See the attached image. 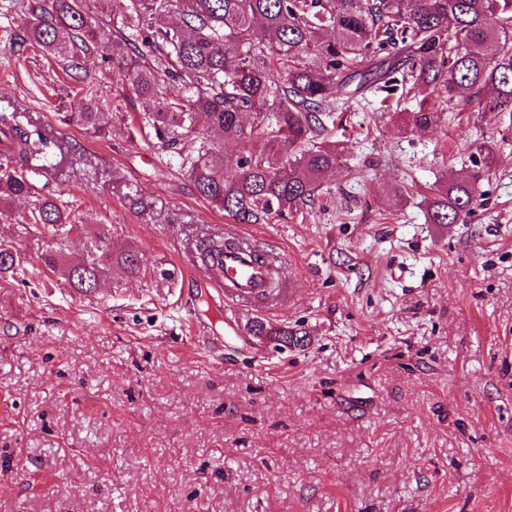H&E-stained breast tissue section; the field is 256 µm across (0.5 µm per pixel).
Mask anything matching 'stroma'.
Instances as JSON below:
<instances>
[{"instance_id":"stroma-1","label":"stroma","mask_w":512,"mask_h":512,"mask_svg":"<svg viewBox=\"0 0 512 512\" xmlns=\"http://www.w3.org/2000/svg\"><path fill=\"white\" fill-rule=\"evenodd\" d=\"M78 102L60 59L0 36V111L63 150L31 182L143 268L80 296L40 271L39 229L0 223L23 257L0 278V512H512V112L450 107L406 133L412 96L344 107L315 205L243 227L288 257L266 312L193 277L229 218L126 137L136 112L105 113L99 138L62 121ZM483 142L469 223H427L424 196ZM251 332L254 336H274L281 345L286 346H303L306 339L305 332L299 329L293 330L289 329L287 326L273 327L258 320L252 324Z\"/></svg>"}]
</instances>
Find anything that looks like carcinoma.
Segmentation results:
<instances>
[{
	"label": "carcinoma",
	"mask_w": 512,
	"mask_h": 512,
	"mask_svg": "<svg viewBox=\"0 0 512 512\" xmlns=\"http://www.w3.org/2000/svg\"><path fill=\"white\" fill-rule=\"evenodd\" d=\"M3 8L21 19L5 30L10 44L66 59L77 82L87 78L90 47L105 42L118 73L112 93L82 98L67 121L106 136L107 104L119 114L151 102L141 129L236 224L286 221L315 204L339 162L336 144L325 140L336 105L372 87L389 94L402 84L419 98V110L401 118L405 131L440 119L433 98L512 112V0H10ZM242 141L250 147L219 156L224 143ZM480 155L424 199L428 223L468 222L495 162L493 145ZM52 156L40 128L0 112V223L39 226L54 246L38 263L78 294L99 288L114 265L140 276L138 254L112 250L107 224L81 261H68L71 233L84 225L36 194L24 174ZM27 197L35 198L31 213H15L13 201ZM237 244L224 235L200 240L203 268L220 273L224 250ZM251 332L286 346L306 339L258 320Z\"/></svg>",
	"instance_id": "obj_1"
}]
</instances>
